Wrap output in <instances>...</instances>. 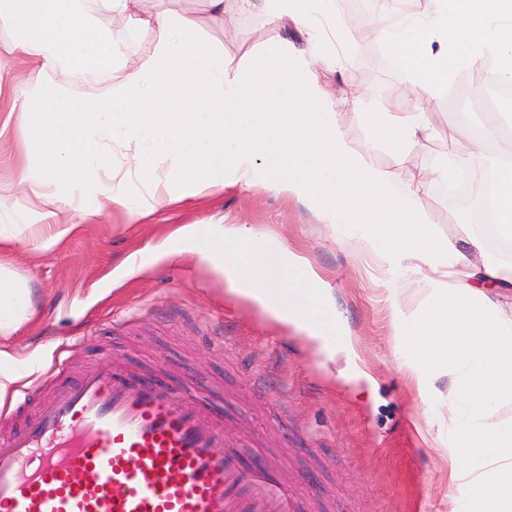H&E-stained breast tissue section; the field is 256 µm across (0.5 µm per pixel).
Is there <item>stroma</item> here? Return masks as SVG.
Masks as SVG:
<instances>
[{
  "instance_id": "stroma-1",
  "label": "stroma",
  "mask_w": 512,
  "mask_h": 512,
  "mask_svg": "<svg viewBox=\"0 0 512 512\" xmlns=\"http://www.w3.org/2000/svg\"><path fill=\"white\" fill-rule=\"evenodd\" d=\"M178 12L198 18L204 37L240 62L281 37L258 14L211 20L206 0H138L135 17ZM135 17L113 16L108 26L133 34L123 43L124 69L140 70L154 50L151 32ZM318 79L336 120L354 147L397 183L420 182V202L442 235L465 223L467 206L443 193L435 176L450 156L462 155L475 112L449 117L440 103L428 109V128L406 162L381 147H367L362 110L388 106L387 89L402 74L380 69L354 51L343 69L321 68ZM24 156L19 130L0 137V202L23 199L45 209L55 192H30L17 182ZM145 214L127 222L104 210L54 253L39 255L10 245L15 272L28 281L37 315L0 338L34 371L0 410L13 428L34 416L52 384L75 381L90 366L125 367L137 378L184 389L201 424H220L243 460L273 461L293 483L296 512H440L447 479L439 441L421 442L409 424L419 404L392 353L389 315L372 259L357 240L323 223L311 207L262 186L201 191L174 201L132 183ZM245 224L307 257L329 284L336 313L347 324L366 379H345L348 358L319 354L286 327L226 290L205 266L157 260L154 248L182 224ZM134 259V274L116 269Z\"/></svg>"
}]
</instances>
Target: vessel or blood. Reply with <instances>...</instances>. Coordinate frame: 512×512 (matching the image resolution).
I'll return each mask as SVG.
<instances>
[{
	"label": "vessel or blood",
	"mask_w": 512,
	"mask_h": 512,
	"mask_svg": "<svg viewBox=\"0 0 512 512\" xmlns=\"http://www.w3.org/2000/svg\"><path fill=\"white\" fill-rule=\"evenodd\" d=\"M0 512H290L287 484L248 466L164 382L91 369L0 440Z\"/></svg>",
	"instance_id": "vessel-or-blood-1"
}]
</instances>
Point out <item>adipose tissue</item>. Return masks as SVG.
I'll return each instance as SVG.
<instances>
[{
    "mask_svg": "<svg viewBox=\"0 0 512 512\" xmlns=\"http://www.w3.org/2000/svg\"><path fill=\"white\" fill-rule=\"evenodd\" d=\"M207 2L213 20L249 11L305 39L281 38L235 66L200 35L195 17L163 13L139 19L154 35V51L144 68L125 75L120 45L75 0H0V61L21 54L34 64L16 92L0 69V93L12 92L14 109L0 120V136L19 123V184L57 191L39 214L17 201L0 204V243L52 253L106 207L137 221L142 202L126 182L153 183L161 161L164 188L177 201L203 189L259 185L295 197L357 238L377 264L398 364L422 406L411 425L419 436L438 435L448 462V512H512V416L502 413L512 404V262L489 251L481 217L448 237L435 232L419 184L397 189L337 124L316 65H344L361 36L337 21L335 0ZM372 28L404 79L432 97L447 95L461 70L512 81V0H427L397 29L378 21ZM66 62L121 77L101 97H75L55 79ZM363 116L368 144L401 161L428 123L424 106L406 102ZM111 142L136 146L126 181L112 180ZM492 169L486 208L495 237L511 245L512 151L500 152ZM158 252L205 265L323 355L351 347L325 280L274 238L244 224H183ZM270 256L278 264L273 279L260 274ZM409 274L421 276L427 294L414 309L399 292ZM34 317L27 282L0 253V335Z\"/></svg>",
    "mask_w": 512,
    "mask_h": 512,
    "instance_id": "obj_1",
    "label": "adipose tissue"
}]
</instances>
